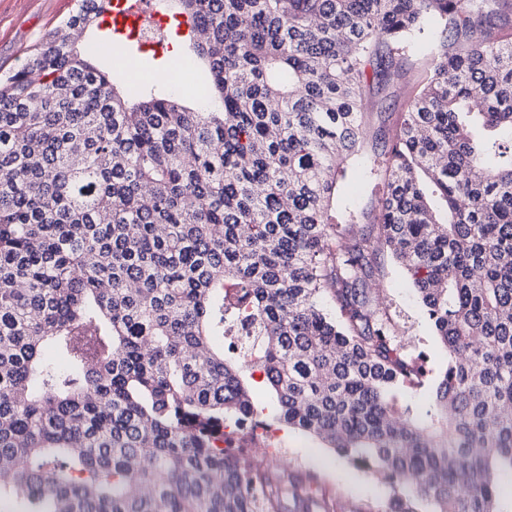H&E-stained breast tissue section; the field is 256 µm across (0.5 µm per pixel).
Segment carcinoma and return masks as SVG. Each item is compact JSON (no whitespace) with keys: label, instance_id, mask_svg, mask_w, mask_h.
I'll return each mask as SVG.
<instances>
[{"label":"carcinoma","instance_id":"1","mask_svg":"<svg viewBox=\"0 0 512 512\" xmlns=\"http://www.w3.org/2000/svg\"><path fill=\"white\" fill-rule=\"evenodd\" d=\"M110 2L0 78V512H328L225 436L257 371L280 422L391 486L382 512H507L512 0H167L208 66L197 109L75 47ZM431 18L379 208L337 224L372 91ZM387 255L448 353L422 414L370 288Z\"/></svg>","mask_w":512,"mask_h":512}]
</instances>
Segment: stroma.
I'll return each instance as SVG.
<instances>
[{
    "instance_id": "obj_1",
    "label": "stroma",
    "mask_w": 512,
    "mask_h": 512,
    "mask_svg": "<svg viewBox=\"0 0 512 512\" xmlns=\"http://www.w3.org/2000/svg\"><path fill=\"white\" fill-rule=\"evenodd\" d=\"M75 9L76 0H0V76L18 69ZM407 95V89L392 85L374 92L375 110L366 117L371 136L363 157L351 161L348 177L339 187L338 212L358 215L378 208L381 179L371 174L370 157L390 147ZM386 272L381 282L385 300L411 348L424 355L432 375H440L447 366L448 354L433 332L410 275L393 264ZM264 421L267 436L258 437L250 431L240 436L246 456H265L268 437H275L284 450L277 465L311 473L333 512H381L391 489L380 478L340 458L315 437L282 427L273 415H265Z\"/></svg>"
}]
</instances>
